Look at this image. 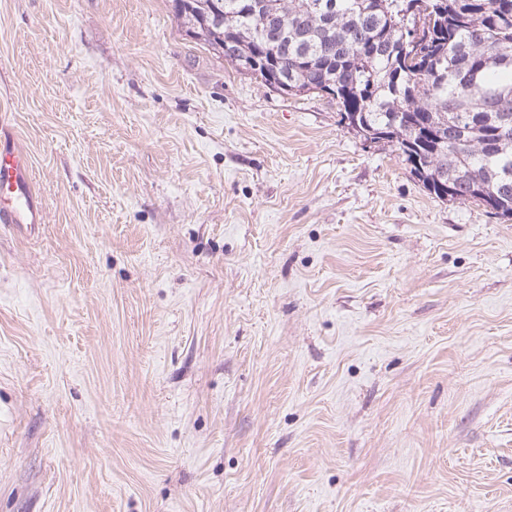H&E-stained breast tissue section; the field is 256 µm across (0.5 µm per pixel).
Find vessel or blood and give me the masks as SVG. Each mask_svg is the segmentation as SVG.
<instances>
[{
    "label": "vessel or blood",
    "mask_w": 512,
    "mask_h": 512,
    "mask_svg": "<svg viewBox=\"0 0 512 512\" xmlns=\"http://www.w3.org/2000/svg\"><path fill=\"white\" fill-rule=\"evenodd\" d=\"M43 221L27 152L14 141L0 139V224L21 227Z\"/></svg>",
    "instance_id": "vessel-or-blood-1"
}]
</instances>
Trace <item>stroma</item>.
<instances>
[{
    "label": "stroma",
    "instance_id": "obj_1",
    "mask_svg": "<svg viewBox=\"0 0 512 512\" xmlns=\"http://www.w3.org/2000/svg\"><path fill=\"white\" fill-rule=\"evenodd\" d=\"M0 512H512V219L172 0H0ZM0 224H44V210L33 188L27 152L14 140L0 138Z\"/></svg>",
    "mask_w": 512,
    "mask_h": 512
}]
</instances>
